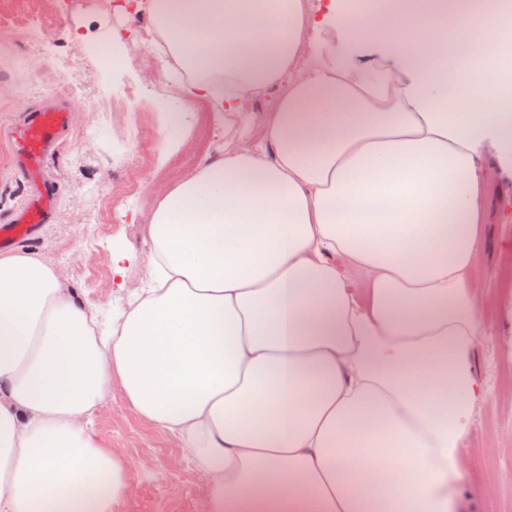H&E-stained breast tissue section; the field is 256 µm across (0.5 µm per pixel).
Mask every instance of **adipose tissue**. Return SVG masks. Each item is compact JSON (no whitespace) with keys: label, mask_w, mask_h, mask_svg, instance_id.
Segmentation results:
<instances>
[{"label":"adipose tissue","mask_w":512,"mask_h":512,"mask_svg":"<svg viewBox=\"0 0 512 512\" xmlns=\"http://www.w3.org/2000/svg\"><path fill=\"white\" fill-rule=\"evenodd\" d=\"M181 92L280 88L167 189L145 283L102 325L44 254L0 251V512H112L127 468L88 422L113 382L176 437L203 512H463L487 400L477 161L512 149V39L433 33L437 0H148ZM429 28L408 44L406 21Z\"/></svg>","instance_id":"adipose-tissue-1"}]
</instances>
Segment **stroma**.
I'll return each instance as SVG.
<instances>
[{"label": "stroma", "instance_id": "35a3bbf8", "mask_svg": "<svg viewBox=\"0 0 512 512\" xmlns=\"http://www.w3.org/2000/svg\"><path fill=\"white\" fill-rule=\"evenodd\" d=\"M45 8L57 18L45 41L0 29V221L27 191L14 165L9 131L30 108L68 105L69 126L45 160V176L57 191L52 218L16 247L44 253L74 298L107 320L127 306L131 289L144 277L143 266L133 267L124 287H117L113 251L147 256L148 216L161 193L181 178L172 160L161 159V138L180 141L179 156L194 167L205 155L223 154L230 133L223 122H213L207 148L199 149L205 129L198 102L174 88L148 53L147 14L135 21L120 9L73 15L65 0H45ZM115 28L138 33L127 47L122 74L101 62L104 36ZM160 98L190 113V130L163 128L153 107ZM143 154L148 162L138 172L139 196L119 203L118 223L93 236L91 220L101 197L112 192L113 170L137 164ZM479 165L484 224L472 288L489 326L476 354L489 394L463 444L468 477L461 496L466 512H512V288L502 278L505 263L512 261V163L499 160L491 146ZM91 427L99 441L121 449L126 459L128 493L112 512H200L205 486L196 464L175 438L134 410L120 384H113L94 410Z\"/></svg>", "mask_w": 512, "mask_h": 512}]
</instances>
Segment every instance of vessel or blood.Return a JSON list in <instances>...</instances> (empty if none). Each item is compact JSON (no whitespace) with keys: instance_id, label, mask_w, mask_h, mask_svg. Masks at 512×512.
Segmentation results:
<instances>
[{"instance_id":"b4317fda","label":"vessel or blood","mask_w":512,"mask_h":512,"mask_svg":"<svg viewBox=\"0 0 512 512\" xmlns=\"http://www.w3.org/2000/svg\"><path fill=\"white\" fill-rule=\"evenodd\" d=\"M67 122V110L49 106L27 112L23 122L14 130L18 169L25 181H32L40 169L44 155L58 140ZM54 207V194L49 187L30 191L14 217L0 226V244L31 234L47 223Z\"/></svg>"}]
</instances>
